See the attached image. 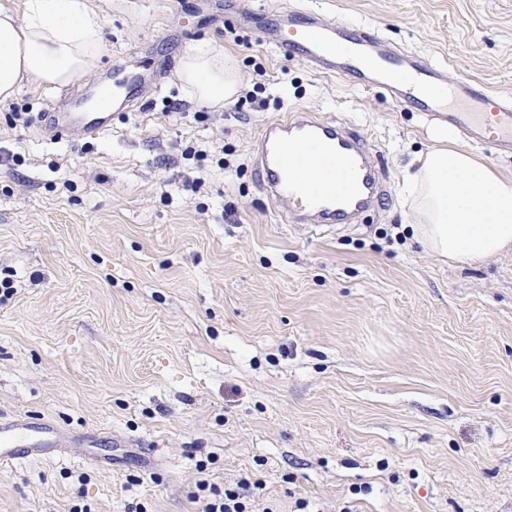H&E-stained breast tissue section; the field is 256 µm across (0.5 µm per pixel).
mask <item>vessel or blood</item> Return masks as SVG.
I'll list each match as a JSON object with an SVG mask.
<instances>
[{"mask_svg":"<svg viewBox=\"0 0 512 512\" xmlns=\"http://www.w3.org/2000/svg\"><path fill=\"white\" fill-rule=\"evenodd\" d=\"M247 18L248 33L282 57L302 59L354 88H384L407 108L428 113L466 138L512 150L511 95L491 92L475 80L448 84L441 70L418 55L383 49L379 33L362 24L324 23L312 10L263 5L252 7ZM154 69L149 56L134 69L116 62L111 111L53 113L55 137L73 131L102 136L112 127L113 113L142 106V87ZM253 151L259 189L291 224H350L389 194L381 159L365 138L313 112H290L264 125ZM71 448L70 438L52 422L0 420V465Z\"/></svg>","mask_w":512,"mask_h":512,"instance_id":"vessel-or-blood-1","label":"vessel or blood"}]
</instances>
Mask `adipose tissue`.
<instances>
[{
    "instance_id": "obj_1",
    "label": "adipose tissue",
    "mask_w": 512,
    "mask_h": 512,
    "mask_svg": "<svg viewBox=\"0 0 512 512\" xmlns=\"http://www.w3.org/2000/svg\"><path fill=\"white\" fill-rule=\"evenodd\" d=\"M102 44L101 16L91 0H25L23 15L0 9V101L26 84L66 87L92 74ZM179 80L215 108L239 91L231 59L210 45L186 51ZM442 147L419 156L402 192L416 216L415 239L451 262L512 251V179L500 177L457 148L450 132Z\"/></svg>"
}]
</instances>
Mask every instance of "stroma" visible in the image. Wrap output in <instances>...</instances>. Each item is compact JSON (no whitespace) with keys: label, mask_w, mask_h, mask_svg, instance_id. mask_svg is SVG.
<instances>
[{"label":"stroma","mask_w":512,"mask_h":512,"mask_svg":"<svg viewBox=\"0 0 512 512\" xmlns=\"http://www.w3.org/2000/svg\"><path fill=\"white\" fill-rule=\"evenodd\" d=\"M97 70L0 102V417L49 420L112 465L0 466V512H195L199 478H261L253 512H512V252L425 251L399 195L435 125L248 38L224 0H93ZM375 27L448 81L512 93V0H266ZM205 41L252 110L204 107L176 77ZM153 54L161 90L91 140L10 127ZM363 134L389 186L360 223L287 224L253 140L287 112ZM205 158L185 159L186 147ZM201 177L195 191L187 179Z\"/></svg>","instance_id":"1"}]
</instances>
